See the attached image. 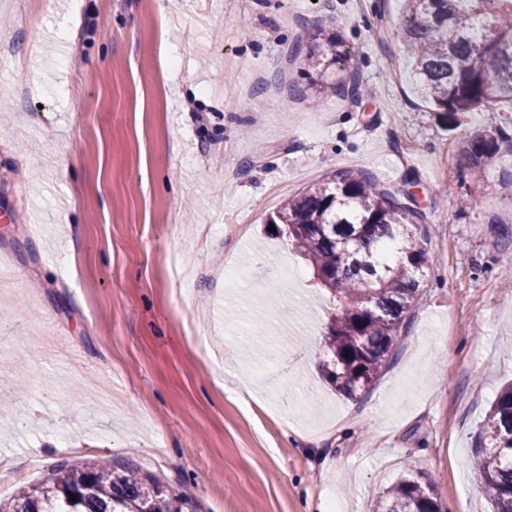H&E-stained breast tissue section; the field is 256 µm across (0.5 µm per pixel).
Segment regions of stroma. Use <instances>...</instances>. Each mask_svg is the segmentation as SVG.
Instances as JSON below:
<instances>
[{"mask_svg": "<svg viewBox=\"0 0 512 512\" xmlns=\"http://www.w3.org/2000/svg\"><path fill=\"white\" fill-rule=\"evenodd\" d=\"M0 0V462H134L192 512H369L413 465L448 512H492L473 442L512 382V152L420 94L401 0ZM82 24L66 34L64 18ZM340 34L367 97L315 104L291 50ZM261 118H254L255 107ZM363 170L414 178L429 266L357 398L308 365L329 301L266 220ZM504 144L509 146L511 151L512 137L502 128L478 134L470 141L468 158L474 176H487L490 171V160Z\"/></svg>", "mask_w": 512, "mask_h": 512, "instance_id": "stroma-1", "label": "stroma"}]
</instances>
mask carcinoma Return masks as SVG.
<instances>
[{
	"label": "carcinoma",
	"mask_w": 512,
	"mask_h": 512,
	"mask_svg": "<svg viewBox=\"0 0 512 512\" xmlns=\"http://www.w3.org/2000/svg\"><path fill=\"white\" fill-rule=\"evenodd\" d=\"M403 46L423 94L448 123L479 108L512 103V0H407ZM307 85L320 97L346 89L332 78L350 51L338 33H306ZM512 137L498 128L475 136L468 158L485 177L490 160ZM395 186L382 188L360 171L288 198L267 223L288 239L328 293L334 308L325 334L327 381L354 398L385 367L419 292L428 255L423 212ZM473 462L494 512H512V383L497 393L475 441ZM413 469L388 487L371 512H443L432 485ZM188 502L167 493L153 476L103 459L60 462L37 486L21 492L4 512H185Z\"/></svg>",
	"instance_id": "obj_1"
}]
</instances>
